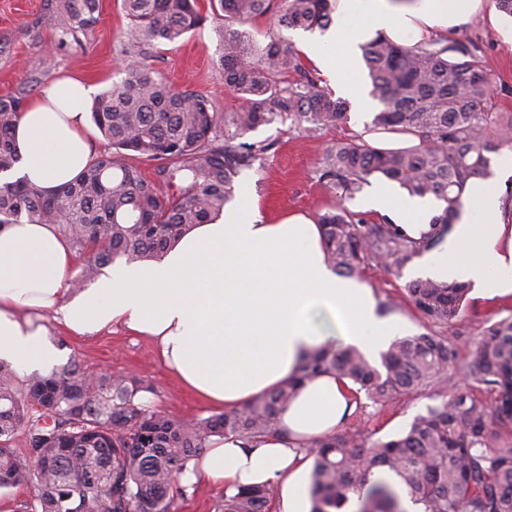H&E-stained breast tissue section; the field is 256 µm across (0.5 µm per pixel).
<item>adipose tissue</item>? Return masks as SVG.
Listing matches in <instances>:
<instances>
[{"label":"adipose tissue","mask_w":512,"mask_h":512,"mask_svg":"<svg viewBox=\"0 0 512 512\" xmlns=\"http://www.w3.org/2000/svg\"><path fill=\"white\" fill-rule=\"evenodd\" d=\"M477 0H341L336 26L306 52L356 97L350 78L356 36L383 30L407 36L447 25L455 10ZM98 87L66 77L40 90L15 129L20 161L14 177L53 192L95 160L87 107ZM237 204L185 233L160 258L106 269L92 287L75 289L77 263L52 224L0 228V361L23 372L47 365L56 352L44 314L71 334L120 325L151 340L177 381L209 406L232 410L294 379L306 354L320 346H354L376 357L405 326L355 277L325 260L319 225L300 218L265 221L250 184ZM497 181H478L462 198L459 217L433 249L419 276L471 284L484 300L512 298V225L500 218ZM367 209L391 217L408 236L430 231L432 200L376 184ZM356 403L349 381L327 373L300 386L280 414V431L254 442L213 439L196 457L186 482L205 480L235 493L272 483L277 512H310V461L301 449L335 433Z\"/></svg>","instance_id":"ef3b65f1"}]
</instances>
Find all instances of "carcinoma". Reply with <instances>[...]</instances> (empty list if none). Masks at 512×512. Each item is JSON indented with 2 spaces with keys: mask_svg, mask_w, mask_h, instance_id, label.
<instances>
[{
  "mask_svg": "<svg viewBox=\"0 0 512 512\" xmlns=\"http://www.w3.org/2000/svg\"><path fill=\"white\" fill-rule=\"evenodd\" d=\"M41 18L64 36L97 22L99 0H49ZM131 20L127 42L137 49L124 76L92 105L94 124L112 150L74 183L47 194L21 179L0 182V227L24 219L54 224L85 256L71 285L82 288L118 259L162 255L197 224L216 218L235 198V179L267 150L246 137L280 119L315 131L347 119L349 103L325 91L280 30H325L336 0H210L224 14V85L242 100L237 112L214 111L211 100L178 90L148 61V50L175 44L207 15L196 0H122ZM271 25L261 42L243 29L257 17ZM369 96L378 103L370 131L415 139L398 148L362 136L327 151L321 179L338 192L318 217L327 262L343 275L371 261L387 272L434 248L451 231L469 180L486 176L491 155L512 145V119L487 107L490 80L461 42L431 38L414 46L382 32L360 45ZM24 94L0 96V174L15 169L14 130ZM155 163L152 175L127 162ZM395 182L412 196L444 203L434 235L415 241L396 225L369 224L345 202L371 177ZM464 283L416 279L406 299L435 326H451L465 306ZM457 357L446 336L394 339L374 362L356 348L311 351L299 374L243 407L193 420L153 410L135 377L87 376L72 357L25 386L0 361V489L34 482L37 494L17 512H173L187 463L215 435L243 441L278 432V414L297 387L324 373L351 380L357 392L384 406L425 388L446 390ZM476 384L413 417L400 435L374 439L339 430L306 448L312 512H337L358 496L357 512H400L391 485L375 470L395 474L423 512H512V316L486 327L468 352ZM21 433L27 452L13 446ZM274 487L262 484L224 495L221 512H273Z\"/></svg>",
  "mask_w": 512,
  "mask_h": 512,
  "instance_id": "1",
  "label": "carcinoma"
}]
</instances>
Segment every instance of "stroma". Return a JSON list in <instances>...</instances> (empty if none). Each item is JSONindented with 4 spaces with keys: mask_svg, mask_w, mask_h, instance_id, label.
Instances as JSON below:
<instances>
[{
    "mask_svg": "<svg viewBox=\"0 0 512 512\" xmlns=\"http://www.w3.org/2000/svg\"><path fill=\"white\" fill-rule=\"evenodd\" d=\"M209 14V0H199ZM47 0H0V95L28 86L37 92L64 72H74L95 80L107 89L119 79L133 52L125 33L129 21L122 0H100L98 21L77 39L58 46L55 31L43 27L39 19ZM224 19L210 16L200 27L187 33L177 44L154 49L151 62L162 76L181 89L203 93L215 111H237L241 101L224 85L220 60L224 54ZM421 39L442 37L469 45L479 57L491 83L492 111L512 115V19L502 17L493 0H479L476 9L462 22L420 33ZM371 114L350 110L347 121L331 128L305 132L291 122H275L250 134V141L266 143L268 149L252 168L242 170L239 182L251 183L261 213L276 222L301 215L317 221L336 201L333 189L320 179V165L327 150L336 142L365 134L371 144L399 147L405 137L370 133ZM361 280L379 301H394V315L406 325L407 334L431 332L432 327L405 299L404 287L410 281L408 269L387 273L376 264L363 266ZM512 315V300L490 302L469 297L461 315L448 330L454 339L459 360L451 369L456 383L470 384L464 360L482 329ZM52 342L61 346L62 358L76 357L92 373L102 370L116 376H133L150 384L152 406L179 420L213 415L208 407L186 391L164 367L155 346L147 339L120 328L89 336H74L45 317ZM440 395L425 390L383 407L361 401L351 422L367 434L389 438L402 433L413 417L439 403Z\"/></svg>",
    "mask_w": 512,
    "mask_h": 512,
    "instance_id": "obj_1",
    "label": "stroma"
}]
</instances>
